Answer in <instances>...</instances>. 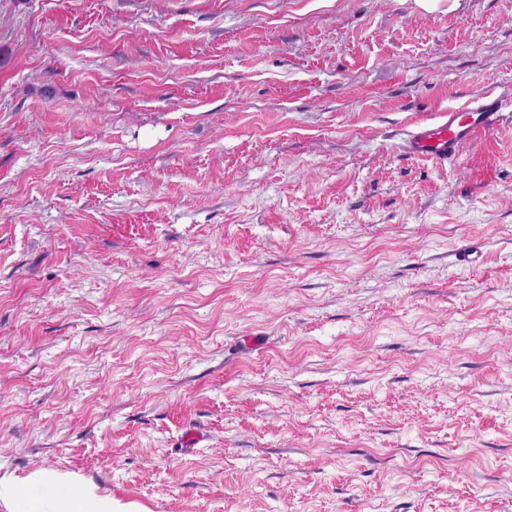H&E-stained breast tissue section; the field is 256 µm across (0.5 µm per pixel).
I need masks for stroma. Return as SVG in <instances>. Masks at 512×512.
<instances>
[{
  "label": "stroma",
  "mask_w": 512,
  "mask_h": 512,
  "mask_svg": "<svg viewBox=\"0 0 512 512\" xmlns=\"http://www.w3.org/2000/svg\"><path fill=\"white\" fill-rule=\"evenodd\" d=\"M479 90L512 0H0V475L512 512V111L405 152ZM509 106L512 100L491 90L472 94L463 105L415 125L408 134V153L438 165L454 162L466 145L497 127L501 112Z\"/></svg>",
  "instance_id": "1"
}]
</instances>
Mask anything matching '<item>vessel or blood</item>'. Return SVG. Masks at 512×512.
I'll return each mask as SVG.
<instances>
[{
	"label": "vessel or blood",
	"mask_w": 512,
	"mask_h": 512,
	"mask_svg": "<svg viewBox=\"0 0 512 512\" xmlns=\"http://www.w3.org/2000/svg\"><path fill=\"white\" fill-rule=\"evenodd\" d=\"M507 105L490 90L472 94L463 105L415 125L408 134L407 150L439 165L456 161L466 145L497 127Z\"/></svg>",
	"instance_id": "b4317fda"
}]
</instances>
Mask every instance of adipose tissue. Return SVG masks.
<instances>
[{
  "label": "adipose tissue",
  "instance_id": "ef3b65f1",
  "mask_svg": "<svg viewBox=\"0 0 512 512\" xmlns=\"http://www.w3.org/2000/svg\"><path fill=\"white\" fill-rule=\"evenodd\" d=\"M0 499L12 503V512H139L135 504L100 494L93 483L53 470L0 475Z\"/></svg>",
  "mask_w": 512,
  "mask_h": 512
}]
</instances>
